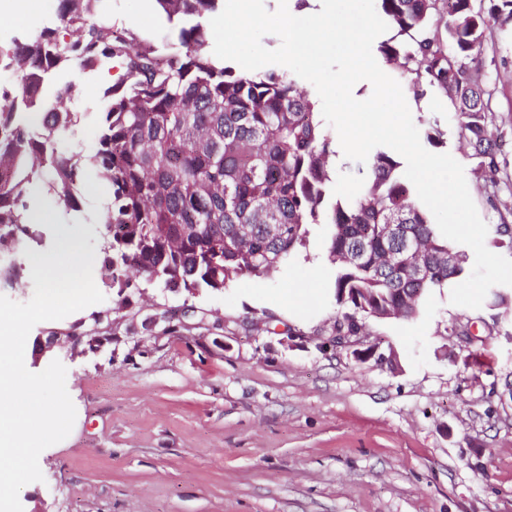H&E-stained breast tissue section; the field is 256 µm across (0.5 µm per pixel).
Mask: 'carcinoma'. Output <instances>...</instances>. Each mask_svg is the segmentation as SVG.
<instances>
[{
  "label": "carcinoma",
  "mask_w": 512,
  "mask_h": 512,
  "mask_svg": "<svg viewBox=\"0 0 512 512\" xmlns=\"http://www.w3.org/2000/svg\"><path fill=\"white\" fill-rule=\"evenodd\" d=\"M105 0H59V24L0 48L15 77L0 93V243L34 235L24 201L27 185L48 179L68 209L79 206L83 171L110 188L100 223L112 229L101 278L121 296L130 274L161 287L221 291L245 276L262 277L304 245L309 224L332 226L336 302L346 311L336 330L363 335L366 319L402 296H416L404 319L416 318L436 289L459 277L464 259H446L449 239L416 204L384 151L365 163L359 192L330 200L331 138L316 101L285 75L235 73L208 49L206 29L220 0H154L178 28L160 51L152 40L120 28ZM396 30L380 46L414 96L445 94L475 173L495 187L509 178L490 127L494 87L481 75L494 34L512 25V0H377ZM444 21V30L435 25ZM121 73L105 92L98 146L57 155L53 143L74 122L66 107L75 85L42 97L63 67L91 71L109 60ZM399 224L397 237L384 233ZM488 304L508 311L512 295L492 288Z\"/></svg>",
  "instance_id": "obj_1"
}]
</instances>
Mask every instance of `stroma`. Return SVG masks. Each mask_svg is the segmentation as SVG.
Instances as JSON below:
<instances>
[{
    "label": "stroma",
    "instance_id": "35a3bbf8",
    "mask_svg": "<svg viewBox=\"0 0 512 512\" xmlns=\"http://www.w3.org/2000/svg\"><path fill=\"white\" fill-rule=\"evenodd\" d=\"M18 2L0 0L2 43L39 34L58 13V0H35L14 33ZM106 8L114 23L166 44L154 0H107ZM482 59L499 90L493 127L512 165V29L497 33ZM119 72L112 61L45 85L48 99L58 85H78L77 122L55 142L57 153L95 151L104 91ZM406 101L427 150L459 156L447 97L429 91ZM464 173L489 228L487 249L512 258V239L494 232L488 187L472 164ZM81 190L74 211L45 182L30 187L28 208L46 219L39 240L0 250V268L16 271L0 295L30 300L27 252L66 239L85 241L103 261L105 187L88 170ZM329 233L308 225L304 245L268 277L190 294L135 276L124 294L104 289L103 302L36 324V335L79 320L90 329L103 310L112 343L63 359L76 420L40 454L44 479L22 488L24 512H512V326L498 309L451 304L444 288L416 319L367 320L365 345L395 352L393 363L323 348L340 312ZM292 288L311 299L289 307ZM459 325L477 335L473 348L461 347Z\"/></svg>",
    "mask_w": 512,
    "mask_h": 512
}]
</instances>
